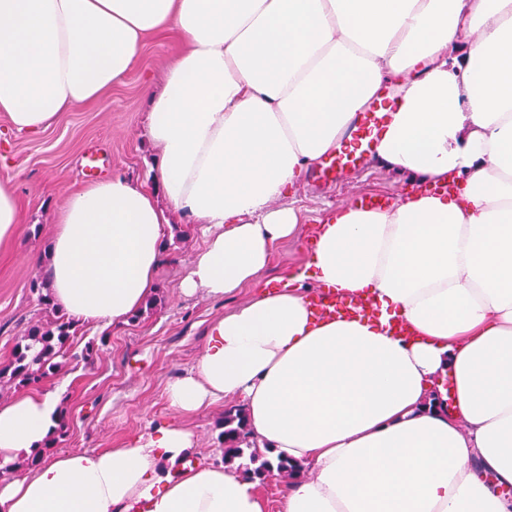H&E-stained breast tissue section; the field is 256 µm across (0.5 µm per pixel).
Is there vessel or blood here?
<instances>
[{
	"label": "vessel or blood",
	"instance_id": "1",
	"mask_svg": "<svg viewBox=\"0 0 512 512\" xmlns=\"http://www.w3.org/2000/svg\"><path fill=\"white\" fill-rule=\"evenodd\" d=\"M393 109V101L379 95L374 96L368 107L358 113L348 126L335 149L324 158V175L329 176L362 164L374 152Z\"/></svg>",
	"mask_w": 512,
	"mask_h": 512
}]
</instances>
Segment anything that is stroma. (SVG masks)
<instances>
[{
  "label": "stroma",
  "mask_w": 512,
  "mask_h": 512,
  "mask_svg": "<svg viewBox=\"0 0 512 512\" xmlns=\"http://www.w3.org/2000/svg\"><path fill=\"white\" fill-rule=\"evenodd\" d=\"M184 48V40L175 34L148 39L140 64L123 84L81 109L59 113L39 133L16 131L0 112V175L12 177L22 219L18 244L0 245V365L8 362L29 327L48 317L30 283L45 275L40 260L48 255L68 195L87 182L86 150L95 149L105 158L107 175L152 183L160 149L147 136L150 101L142 85L148 81L162 87L168 62ZM409 181L408 175L385 170L374 161L345 169L326 182L308 171L303 184L287 198L300 210L303 230L275 245L264 284L277 286L283 268L304 269L312 230L337 203L354 201L362 194L391 201ZM156 203L170 214L163 241L168 260L157 274L159 302L153 311L120 326L106 330L81 326V342L104 335L109 342L94 363L79 364L68 372L70 384L61 402L70 428L59 438L56 450L115 448L133 435L175 421L177 415L166 400L167 385L196 363L210 324L251 294L246 288L221 299L181 295L179 283L204 246L202 227L195 219L171 211L164 193H157ZM223 416V407L217 406L184 420L198 447L209 449V459L217 465L223 462L219 428Z\"/></svg>",
  "instance_id": "35a3bbf8"
}]
</instances>
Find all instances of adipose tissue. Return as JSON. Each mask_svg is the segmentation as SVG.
Masks as SVG:
<instances>
[{
	"label": "adipose tissue",
	"mask_w": 512,
	"mask_h": 512,
	"mask_svg": "<svg viewBox=\"0 0 512 512\" xmlns=\"http://www.w3.org/2000/svg\"><path fill=\"white\" fill-rule=\"evenodd\" d=\"M164 31L186 48L162 89L143 87L154 179L206 234L180 292L252 290L169 406L242 405L253 440L298 466L278 512H512V0H0V112L40 132ZM393 79L375 155L412 187L382 210L337 206L308 276L263 288L303 222L285 197ZM168 213L118 175L72 192L45 267L55 306L125 322L154 287ZM313 286L374 312L318 317ZM58 419L55 391L0 403V512H266L258 482L192 460L177 423L14 471Z\"/></svg>",
	"instance_id": "adipose-tissue-1"
}]
</instances>
